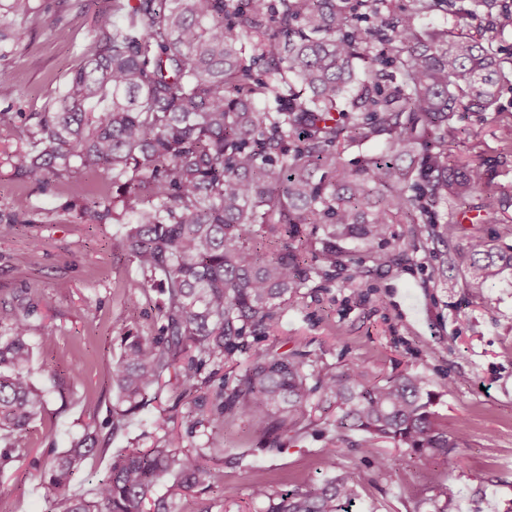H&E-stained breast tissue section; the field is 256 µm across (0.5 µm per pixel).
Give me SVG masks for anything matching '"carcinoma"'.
<instances>
[{"label":"carcinoma","mask_w":512,"mask_h":512,"mask_svg":"<svg viewBox=\"0 0 512 512\" xmlns=\"http://www.w3.org/2000/svg\"><path fill=\"white\" fill-rule=\"evenodd\" d=\"M491 25L512 28V5L472 0ZM452 0H112L95 16L98 40L66 90L24 115L27 143L8 159L48 186L77 169L112 175V190L69 208L88 224L126 220L112 250L142 273L138 287L161 295L152 336L127 330L112 365V432L127 429L163 380L208 426L202 446L126 448L95 475L92 497L69 494L78 467L99 450L85 432L39 477L54 512H175L196 490L221 481L226 418L263 416L264 447L325 425L334 439L359 431L414 455L448 456L465 439L433 410L427 378L404 371L374 379L360 364L336 367L307 351L256 349L308 283L355 282L364 261H344L342 243L383 244L393 224L443 247L472 300L512 268V224L501 200L484 197L476 223L500 224L491 240L442 220L438 206L488 182L481 164L448 163L450 122L460 109L491 111L509 69L482 34L424 32L416 18ZM32 0H0V57L13 49L16 19ZM390 70L372 67L378 48ZM387 147L349 169L352 144ZM467 239L466 245L458 244ZM375 266L396 254L373 251ZM0 469L46 402L30 379V328L17 307H0ZM249 353L243 369L219 374ZM170 475L161 495L160 477ZM358 497L346 473L315 487L250 499L263 512H348Z\"/></svg>","instance_id":"obj_1"}]
</instances>
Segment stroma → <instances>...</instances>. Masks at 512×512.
Segmentation results:
<instances>
[{
	"label": "stroma",
	"instance_id": "35a3bbf8",
	"mask_svg": "<svg viewBox=\"0 0 512 512\" xmlns=\"http://www.w3.org/2000/svg\"><path fill=\"white\" fill-rule=\"evenodd\" d=\"M112 0H34L36 12L17 22L19 44L0 58V216L27 195V223L0 231V304L27 296L22 316L31 326V380L47 390V402L20 442V456L0 470V512H50L39 490L44 464L65 451L86 430L109 442L86 460L70 485L76 495L89 490L87 478L106 469L130 443L150 448L173 439L187 447L202 443L189 433L198 412L192 404L162 391L173 420L167 432L154 430L153 408H145L126 431L110 434L112 394L107 379L119 356L125 329L154 333L160 297L141 288V273L128 256L113 252L121 224H86L67 209L74 197L107 184L99 173L78 171L53 188L16 175L7 160L19 145L20 113L40 112L64 91L81 62V51L97 37L98 11ZM58 17L55 31L45 23ZM512 123V89L504 88L493 111L457 112L456 138L448 142L453 161H479L495 170L491 193L506 197L505 220H512V153L497 139L498 128ZM389 249L398 264L371 269L349 283L337 279L325 288L306 289L288 307L265 346H301L313 360L336 366L358 363L376 379L405 370L423 373L437 396L435 412L448 430L465 428V441L448 456L418 460L384 442L366 447L359 433H347L335 459L324 450L333 435L308 431L281 451L264 449L260 417L225 422L224 484L194 494L179 512H262L249 498L253 483L271 489L320 484L336 471L358 485L352 512H434L439 491L452 485L448 512H512V273L497 282L485 301L468 302L455 272H435L440 258L431 245L413 243L404 224L390 228ZM53 340L42 343L41 333ZM390 458L389 469L373 459Z\"/></svg>",
	"mask_w": 512,
	"mask_h": 512
}]
</instances>
